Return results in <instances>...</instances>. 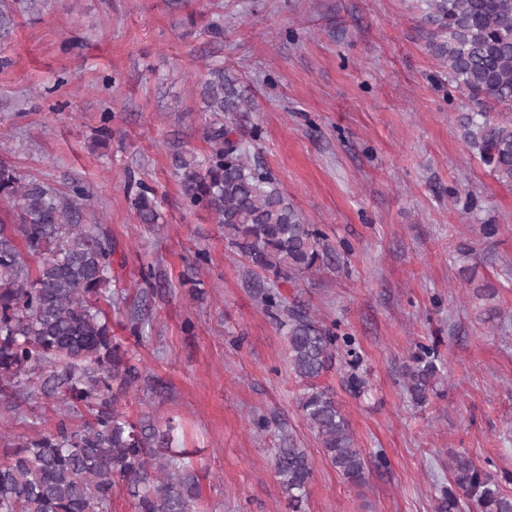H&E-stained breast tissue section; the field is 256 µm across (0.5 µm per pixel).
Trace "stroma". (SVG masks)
Here are the masks:
<instances>
[{
  "instance_id": "35a3bbf8",
  "label": "stroma",
  "mask_w": 512,
  "mask_h": 512,
  "mask_svg": "<svg viewBox=\"0 0 512 512\" xmlns=\"http://www.w3.org/2000/svg\"><path fill=\"white\" fill-rule=\"evenodd\" d=\"M419 0H38L0 46V160L60 190L112 240V328L140 374L118 408L196 449L198 512H289L274 450L315 463L302 512H445L452 459L489 464L512 495V186L468 148V103L428 47ZM220 65L248 102L242 134L326 235L289 299L349 336L367 387L322 379L367 459L352 484L297 407L288 346L243 258L184 201L173 157L204 156L200 84ZM111 134L95 138L103 113ZM160 218L141 223L139 186ZM495 227L485 234L484 225ZM436 343L425 404L407 391L416 343ZM267 429H258L257 419ZM0 406V449L53 426Z\"/></svg>"
}]
</instances>
